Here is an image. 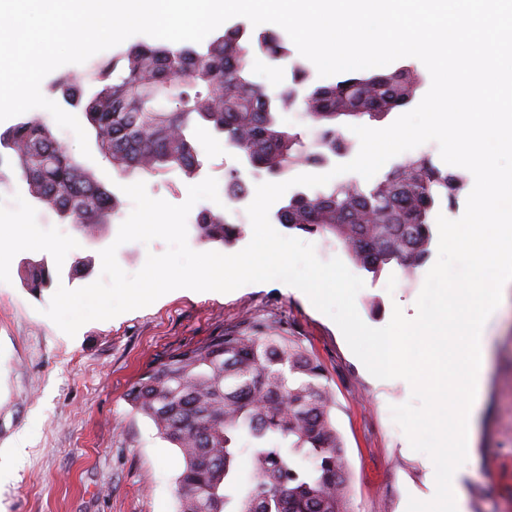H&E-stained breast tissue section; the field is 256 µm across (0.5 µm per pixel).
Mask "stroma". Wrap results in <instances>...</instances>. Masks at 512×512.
Here are the masks:
<instances>
[{
  "label": "stroma",
  "instance_id": "35a3bbf8",
  "mask_svg": "<svg viewBox=\"0 0 512 512\" xmlns=\"http://www.w3.org/2000/svg\"><path fill=\"white\" fill-rule=\"evenodd\" d=\"M20 179L17 169L0 167V450L9 451L11 469L0 484V512H176L177 452L132 410L127 393L167 354L254 321L299 337L324 366L349 460L352 512H400L409 497L433 498L431 458L412 450L390 413L410 400L409 383L371 375L335 322L283 282L229 293L176 289L87 322L75 336L62 332L45 314L53 287L25 288L23 259L46 258L56 285L82 288L99 278L100 251L116 245L119 226L90 244L32 198L13 195ZM86 256L89 276L71 277ZM427 273L420 267L407 281L392 266L377 275L356 269L362 320L383 327L397 306L415 317ZM488 341L469 512H512V295L501 301Z\"/></svg>",
  "mask_w": 512,
  "mask_h": 512
}]
</instances>
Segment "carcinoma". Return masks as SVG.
<instances>
[{
    "mask_svg": "<svg viewBox=\"0 0 512 512\" xmlns=\"http://www.w3.org/2000/svg\"><path fill=\"white\" fill-rule=\"evenodd\" d=\"M286 53L282 38L269 30L249 38L227 30L202 51L136 44L90 70L94 93L71 80L57 90L81 106L99 153L122 178L197 175L204 134L223 136L255 172L281 177L340 154L345 145L332 128L337 119H382L410 104L422 85L420 73L404 67L311 88L303 97L308 115L325 128L318 149L305 152L279 112L297 102L307 67L296 63L291 83L275 93L248 79L254 57ZM6 158L36 202L64 213L61 220L86 236L112 224L117 195L40 118L25 117L0 133V164ZM460 188L458 174L421 155L370 186L351 180L297 192L275 220L334 237L357 266L375 275L395 266L409 277L430 255L432 210ZM224 193H247L231 169ZM192 228L201 242L226 246L240 237L242 225L202 209ZM53 278L45 260L26 266L25 285L33 291ZM128 397L178 449V512H351L348 461L332 417L335 397L325 368L296 337L255 322L229 330L169 354ZM244 451L251 485L233 495Z\"/></svg>",
    "mask_w": 512,
    "mask_h": 512,
    "instance_id": "cac0c4a2",
    "label": "carcinoma"
}]
</instances>
